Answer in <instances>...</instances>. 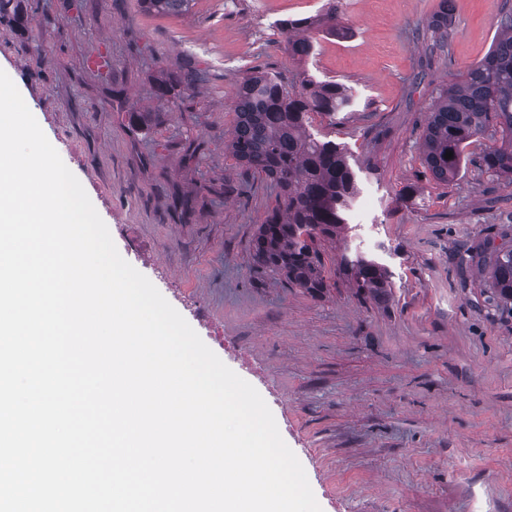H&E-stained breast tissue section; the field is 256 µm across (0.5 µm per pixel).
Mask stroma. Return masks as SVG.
I'll return each mask as SVG.
<instances>
[{"label": "stroma", "instance_id": "35a3bbf8", "mask_svg": "<svg viewBox=\"0 0 512 512\" xmlns=\"http://www.w3.org/2000/svg\"><path fill=\"white\" fill-rule=\"evenodd\" d=\"M325 2L192 0L155 15L138 0H28L22 24L0 22V70L103 221L123 225L119 254L185 319L206 310L198 335L261 394L322 512H512V309L484 304L486 273L461 263L512 245V183L478 164L502 135L472 139L448 184L422 152L432 102L487 53L505 0H454L442 50L427 28L440 0H336L343 33H316L307 68L356 104L308 128L345 147L362 193L319 244L315 297L256 270L250 239L276 190L224 144L251 68L299 70L276 22ZM95 51L107 68L87 66ZM189 67L202 81L136 130L155 77ZM347 249L389 268L388 298L338 273Z\"/></svg>", "mask_w": 512, "mask_h": 512}]
</instances>
